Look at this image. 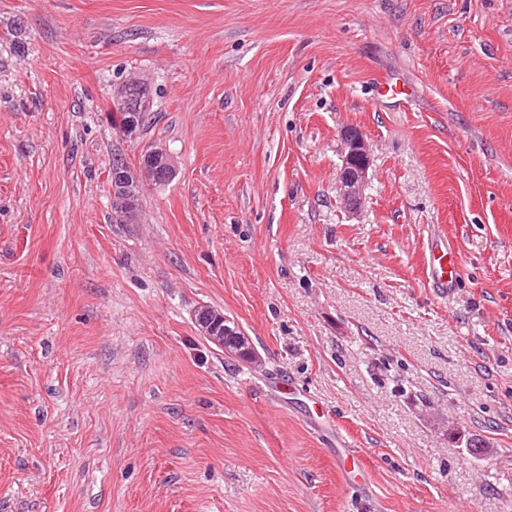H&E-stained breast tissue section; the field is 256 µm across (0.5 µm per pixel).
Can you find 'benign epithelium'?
<instances>
[{
	"mask_svg": "<svg viewBox=\"0 0 512 512\" xmlns=\"http://www.w3.org/2000/svg\"><path fill=\"white\" fill-rule=\"evenodd\" d=\"M133 87L140 90V95L122 126L123 134L129 137L136 135L145 116L152 111L153 107L151 82L144 77L135 79L132 84L123 82L116 85L112 88V101L118 105L126 104ZM342 141L345 155L338 173L336 189L348 206L356 209L363 198L369 168V154L362 133L356 130L344 131ZM173 174V160L167 150L162 147L147 150L144 162L135 172L121 167L113 169L112 212L115 223H140L141 210L137 206L136 199L141 195L143 185L147 182L163 185L172 178ZM193 318L200 335L207 341L222 349L225 337L237 336L240 343L247 345L248 359L256 360V353L252 352V346L248 345L249 338L244 336L237 326L230 325L223 311L203 305L194 311Z\"/></svg>",
	"mask_w": 512,
	"mask_h": 512,
	"instance_id": "1",
	"label": "benign epithelium"
}]
</instances>
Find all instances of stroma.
I'll use <instances>...</instances> for the list:
<instances>
[{
  "mask_svg": "<svg viewBox=\"0 0 512 512\" xmlns=\"http://www.w3.org/2000/svg\"><path fill=\"white\" fill-rule=\"evenodd\" d=\"M0 512H512V0H0ZM133 81L134 84H131L130 82H123L112 88V101L116 103H112V111L114 112L113 114H115V119L118 121V124L120 121H123L126 112L125 107L120 108L118 105H124L128 102L132 87H136L140 90V95L137 99L136 105L132 110H130V112H128L129 116L121 128L123 134L129 137H134L136 135L142 121H145V116L148 115V112H152L153 107L150 80L142 77L133 79ZM144 121L142 125H144ZM344 160L337 177V192L350 209H357L363 198L369 168V154L362 133L346 130L342 134ZM143 158L144 155L141 162ZM174 171L173 160L162 147L147 150L144 162L135 172L121 167L113 169L111 185L115 223L140 224L141 210L136 199L141 195L144 183L164 185L172 178ZM428 266L433 285L442 294H448L457 276V257L455 249L443 240H436L429 250ZM193 318L200 335L203 336L207 341L221 348L222 350H228L224 347L225 345L226 347L230 348V350L232 349L237 351L238 348L236 346L232 345L231 343L224 344V341L225 336H239L240 343L245 344L247 348L245 350L238 351L235 354L239 355L241 352L245 353L251 351V353L247 354L248 359L250 361L256 360L257 355L252 348L251 343L247 345L249 338L244 336V334L239 331L235 324H233V326L229 325L231 322L224 317V312L222 310L208 305H203L194 311ZM239 358L243 361H248V359L245 357L239 356Z\"/></svg>",
  "mask_w": 512,
  "mask_h": 512,
  "instance_id": "1",
  "label": "stroma"
}]
</instances>
